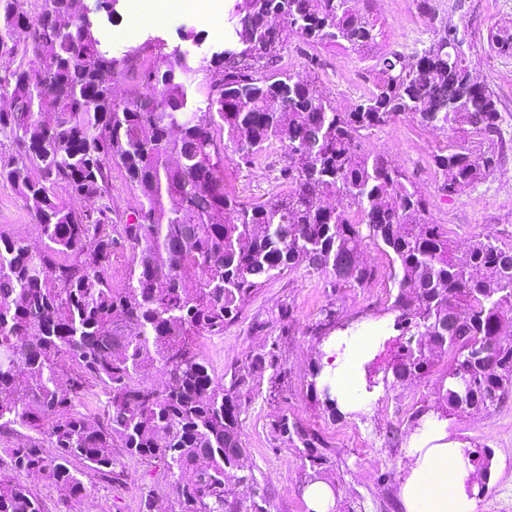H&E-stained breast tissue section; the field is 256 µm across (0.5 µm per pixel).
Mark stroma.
I'll list each match as a JSON object with an SVG mask.
<instances>
[{"instance_id": "35a3bbf8", "label": "stroma", "mask_w": 512, "mask_h": 512, "mask_svg": "<svg viewBox=\"0 0 512 512\" xmlns=\"http://www.w3.org/2000/svg\"><path fill=\"white\" fill-rule=\"evenodd\" d=\"M177 2L179 14L160 26L144 28L131 41L123 38L132 24L128 9H121L112 19L99 12L102 44L113 55H127L135 66L145 59L141 46L151 35L187 52L192 61L223 51L234 37L228 20L230 0ZM368 8L383 32L375 50L344 48L326 41L309 45L293 34L282 52L280 68L307 76L347 111L376 81L378 54L395 49L413 55L432 42L437 30L458 27L466 35L473 79L498 101L501 123L494 138L496 168L458 194L447 195L433 164L446 136L409 116L373 130L362 146L384 152L406 173L426 200L425 220L443 225L458 245L487 233L512 245V55L499 54L490 40L492 33L512 30V0H370ZM311 56L317 59L312 67L307 64ZM282 160V152L269 151L247 166L236 155L227 154L224 186L245 200L265 199L275 186L274 171ZM0 230L29 241L38 236L26 203L6 184H0ZM362 259L378 271L366 287L334 288L326 274L301 267L267 283L223 335L197 339L200 354L219 376L244 366L248 356L263 345L275 339L280 342L287 380L278 398H269L263 390L251 392L241 416L249 451L246 463L259 483L272 492L279 512H308L304 487L310 471L308 461L296 449L273 441L270 424L282 415L300 421L325 442L329 462L324 476L340 492L335 512H402L399 486L413 431L412 416L418 409L435 406L449 356L437 358L425 377L384 392L362 418L329 417L307 388L318 350L312 326L323 309L335 310L339 322L352 329L388 315L396 293L389 259L372 246ZM284 306L289 309L285 319L280 316ZM447 420L450 431L469 451L491 457L490 478L477 499L476 512H512V395L491 412H452ZM124 463L120 482L93 479L87 494L91 512H139L142 493L156 475L137 459L128 457Z\"/></svg>"}]
</instances>
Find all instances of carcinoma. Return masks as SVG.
<instances>
[{"label": "carcinoma", "mask_w": 512, "mask_h": 512, "mask_svg": "<svg viewBox=\"0 0 512 512\" xmlns=\"http://www.w3.org/2000/svg\"><path fill=\"white\" fill-rule=\"evenodd\" d=\"M0 0V42L23 46L26 62L0 75V135L18 159L0 163V182L28 205L40 245L0 230V435L30 432L0 451V466L56 487L54 512L87 495L84 477L123 476L122 457L160 471L177 512H278L272 494L246 469L241 415L245 393L270 371L274 398L287 372L278 342L247 365L218 377L197 349L198 336H219L270 280L306 268L334 287L363 288L376 270L360 262L368 245L391 261L397 284L393 329L405 337L384 390L427 374L451 355L438 401L446 410L488 412L512 393V343L496 342L512 320V267L495 236L459 250L440 224L422 218L425 202L405 174L359 140L400 115L434 130L459 129L488 140L500 112L471 78L464 38L443 28L408 60L377 56L378 79L344 112L311 81L277 69L288 35L358 50L381 32L358 0H234L235 41L199 66L160 39L145 42L153 61L137 76V101L114 87L128 58L110 54L95 21L65 20L69 0ZM215 69L205 106L187 75ZM280 145L279 188L244 201L224 188V151L247 166ZM121 165L139 191L124 224L112 223L110 166ZM433 164L441 188L456 194L496 167L493 150L460 139ZM64 189L87 202L58 200ZM348 208L327 206L331 197ZM129 255L127 283L112 287V254ZM335 328L325 309L312 331ZM160 369L165 385L145 374ZM308 386L333 416L331 387ZM99 388L102 421L80 411L89 385ZM270 434L308 460L322 478L327 448L283 415ZM252 488L248 506L236 485ZM0 512H49L32 488L0 474Z\"/></svg>", "instance_id": "1"}]
</instances>
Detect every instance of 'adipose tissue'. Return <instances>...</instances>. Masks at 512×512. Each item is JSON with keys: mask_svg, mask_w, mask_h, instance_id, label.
Listing matches in <instances>:
<instances>
[{"mask_svg": "<svg viewBox=\"0 0 512 512\" xmlns=\"http://www.w3.org/2000/svg\"><path fill=\"white\" fill-rule=\"evenodd\" d=\"M391 336L389 321H372L355 334L330 337L320 347V380L331 387L341 413L367 410L382 394L366 390L365 366ZM405 475L399 489L404 512H476L469 492L475 468L448 425L426 418L411 434Z\"/></svg>", "mask_w": 512, "mask_h": 512, "instance_id": "obj_1", "label": "adipose tissue"}]
</instances>
